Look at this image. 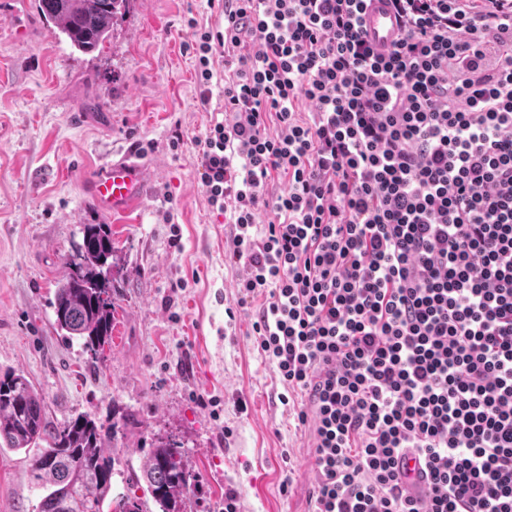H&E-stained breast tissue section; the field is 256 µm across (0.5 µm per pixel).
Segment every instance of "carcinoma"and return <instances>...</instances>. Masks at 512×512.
I'll list each match as a JSON object with an SVG mask.
<instances>
[{"label": "carcinoma", "mask_w": 512, "mask_h": 512, "mask_svg": "<svg viewBox=\"0 0 512 512\" xmlns=\"http://www.w3.org/2000/svg\"><path fill=\"white\" fill-rule=\"evenodd\" d=\"M39 11L71 48L96 51L110 36L129 0H37ZM125 260L114 247L107 224L83 225L82 242L64 257L63 275L52 306L56 328L92 355L111 341L115 302L112 288ZM45 445L31 459L36 487L43 491L40 512H146L136 496H112L115 458L104 446L102 428L78 416L50 428L42 394L21 373L0 375V448ZM183 444L153 435L141 462V476L159 512H190L195 479Z\"/></svg>", "instance_id": "obj_1"}]
</instances>
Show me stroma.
Masks as SVG:
<instances>
[{"instance_id": "obj_1", "label": "stroma", "mask_w": 512, "mask_h": 512, "mask_svg": "<svg viewBox=\"0 0 512 512\" xmlns=\"http://www.w3.org/2000/svg\"><path fill=\"white\" fill-rule=\"evenodd\" d=\"M209 14L207 0H130L88 55L40 17L18 44L0 16V374H24L51 426L87 415L113 435L114 493L142 495V448L160 432L185 444L192 512H224L230 489L238 512H308L310 450L253 336L255 308L237 303L230 228L200 179L195 140L224 88L200 105L187 21ZM128 153L150 164L149 197L111 220L83 182ZM104 223L127 272L95 360L59 336L51 301L63 255ZM40 500L27 453L1 449L0 512H39Z\"/></svg>"}]
</instances>
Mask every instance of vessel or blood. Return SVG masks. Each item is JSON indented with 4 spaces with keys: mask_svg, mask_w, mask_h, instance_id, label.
Instances as JSON below:
<instances>
[{
    "mask_svg": "<svg viewBox=\"0 0 512 512\" xmlns=\"http://www.w3.org/2000/svg\"><path fill=\"white\" fill-rule=\"evenodd\" d=\"M364 30L378 51L397 39L396 17L388 0H370L364 15ZM149 169L140 158L124 155L97 169L85 185V193L104 214L119 217L142 207L148 197Z\"/></svg>",
    "mask_w": 512,
    "mask_h": 512,
    "instance_id": "b4317fda",
    "label": "vessel or blood"
}]
</instances>
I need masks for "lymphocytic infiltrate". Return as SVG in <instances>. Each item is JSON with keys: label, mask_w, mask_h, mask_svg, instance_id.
<instances>
[{"label": "lymphocytic infiltrate", "mask_w": 512, "mask_h": 512, "mask_svg": "<svg viewBox=\"0 0 512 512\" xmlns=\"http://www.w3.org/2000/svg\"><path fill=\"white\" fill-rule=\"evenodd\" d=\"M368 2L189 20L201 106L224 81L201 182L311 450L310 512H512V0H388L382 53ZM364 30L378 51H385L398 38L396 17L387 0H371L364 15Z\"/></svg>", "instance_id": "lymphocytic-infiltrate-1"}]
</instances>
